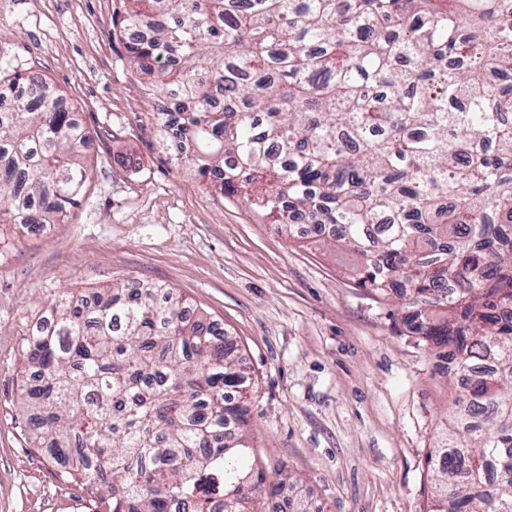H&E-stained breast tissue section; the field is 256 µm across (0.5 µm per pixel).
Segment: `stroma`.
<instances>
[{
  "instance_id": "obj_1",
  "label": "stroma",
  "mask_w": 512,
  "mask_h": 512,
  "mask_svg": "<svg viewBox=\"0 0 512 512\" xmlns=\"http://www.w3.org/2000/svg\"><path fill=\"white\" fill-rule=\"evenodd\" d=\"M117 6L0 0V60L63 90L93 139L69 223L0 224V512H84L26 442L25 339L55 296L127 278L176 288L237 339L250 446L267 482L280 469L296 482L267 512H426L453 375L406 331L396 293L355 285L348 254L288 239L170 161Z\"/></svg>"
}]
</instances>
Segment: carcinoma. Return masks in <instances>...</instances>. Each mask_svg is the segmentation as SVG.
I'll list each match as a JSON object with an SVG mask.
<instances>
[{
  "label": "carcinoma",
  "instance_id": "1",
  "mask_svg": "<svg viewBox=\"0 0 512 512\" xmlns=\"http://www.w3.org/2000/svg\"><path fill=\"white\" fill-rule=\"evenodd\" d=\"M171 160L400 289L458 378L427 512H512V0H120ZM62 91L0 63V224L90 178ZM309 224L304 234L296 221ZM31 447L89 512H266L237 341L164 284L55 298L26 338Z\"/></svg>",
  "mask_w": 512,
  "mask_h": 512
}]
</instances>
